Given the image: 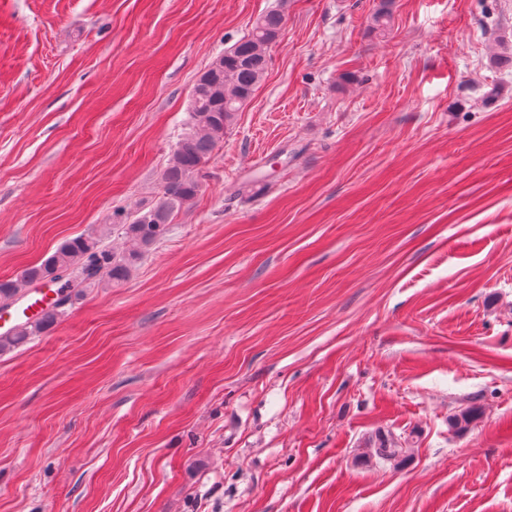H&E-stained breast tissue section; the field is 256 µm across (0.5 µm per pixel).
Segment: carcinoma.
<instances>
[{
  "instance_id": "cac0c4a2",
  "label": "carcinoma",
  "mask_w": 512,
  "mask_h": 512,
  "mask_svg": "<svg viewBox=\"0 0 512 512\" xmlns=\"http://www.w3.org/2000/svg\"><path fill=\"white\" fill-rule=\"evenodd\" d=\"M282 26L283 16L277 11L259 17L250 33L199 77L183 132L161 172L157 199L118 222L129 243L124 252H114L96 237L75 238L61 245L41 264L25 269L19 279L0 282V301L16 299L23 287L33 282H57L55 274L61 270L82 273L84 290L128 280L150 247L165 236L174 214L198 194L203 169L224 140V131L234 124L237 113L252 98L265 76L268 47L279 37ZM70 300L69 293L61 296L52 312L41 321L12 336H0V353L43 333L63 314Z\"/></svg>"
}]
</instances>
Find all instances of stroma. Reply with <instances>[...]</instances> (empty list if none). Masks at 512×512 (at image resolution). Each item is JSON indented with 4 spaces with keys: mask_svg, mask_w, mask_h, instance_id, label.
<instances>
[{
    "mask_svg": "<svg viewBox=\"0 0 512 512\" xmlns=\"http://www.w3.org/2000/svg\"><path fill=\"white\" fill-rule=\"evenodd\" d=\"M380 2L0 0V281L123 251L284 19L133 275L0 355V512H512V0ZM283 16L270 11L260 16L250 33L224 52L197 80L184 124L167 166L160 175L157 199L141 211L121 216L129 247L116 253L101 239L79 237L61 245L40 265L26 268L18 280L0 282V301L15 300L23 287L37 281L59 282L55 274H83L82 290L100 284H120L130 278L145 253L163 238L174 214L189 204L201 187L203 169L252 98L268 69V47L279 37Z\"/></svg>",
    "mask_w": 512,
    "mask_h": 512,
    "instance_id": "obj_1",
    "label": "stroma"
}]
</instances>
